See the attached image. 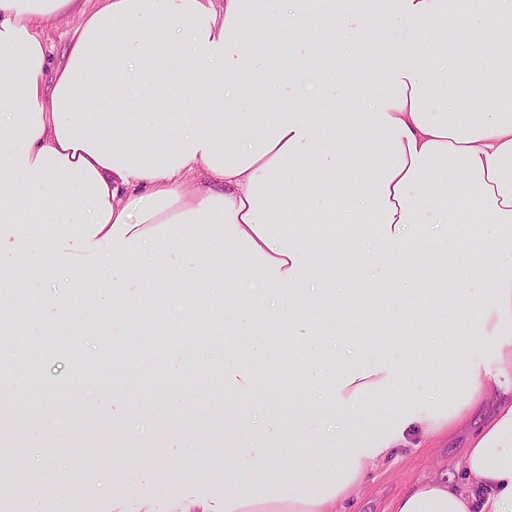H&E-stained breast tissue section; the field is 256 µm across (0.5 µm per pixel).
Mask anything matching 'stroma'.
<instances>
[{"instance_id": "35a3bbf8", "label": "stroma", "mask_w": 512, "mask_h": 512, "mask_svg": "<svg viewBox=\"0 0 512 512\" xmlns=\"http://www.w3.org/2000/svg\"><path fill=\"white\" fill-rule=\"evenodd\" d=\"M42 316L53 323V340L33 370L28 414L13 425L25 434V448L0 439V512H175L187 500L198 512H222L223 465H194L224 438V379L208 366L239 344L238 337L211 334L212 302L164 336H130L94 320L71 334L55 311ZM335 331L339 359L355 343L393 346L407 338L403 325L383 336L346 318ZM92 385L97 398L88 405L83 393ZM315 400L308 378L289 362L278 361L276 377L260 376L250 402L275 438L264 468L237 470L242 484L278 489L303 481L308 468L330 466L335 415ZM292 408L307 416L293 432ZM144 416L153 419L151 429H139ZM469 434L465 427L396 448L343 512H392L409 487L442 474L451 486H468L461 461Z\"/></svg>"}]
</instances>
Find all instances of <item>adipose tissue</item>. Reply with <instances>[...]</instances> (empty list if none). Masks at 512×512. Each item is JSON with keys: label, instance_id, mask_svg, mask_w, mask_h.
Listing matches in <instances>:
<instances>
[{"label": "adipose tissue", "instance_id": "ef3b65f1", "mask_svg": "<svg viewBox=\"0 0 512 512\" xmlns=\"http://www.w3.org/2000/svg\"><path fill=\"white\" fill-rule=\"evenodd\" d=\"M87 2L0 0V284L19 268L24 290L51 281L40 304L81 325L90 313L76 302L97 288L124 326L132 289L160 262L183 284L205 282L228 314L238 283H255L245 354L214 370L235 399L224 454L261 468L271 433L245 398L275 366L253 338L309 350L351 314L356 291L336 289L337 273L385 279L393 320L417 323L420 342L352 352L321 394L339 412L332 467L280 492L225 477L224 512H341L409 435L474 419L462 466L481 499L432 478L393 512H512V0ZM71 16L64 59L48 68L43 24ZM377 17L409 39L389 45ZM312 26L332 53L319 71ZM477 73L489 103L462 110L454 93ZM345 98L361 111L338 109ZM311 224L342 236L313 243ZM422 240L431 267H454L451 300L404 271ZM212 257L224 265L208 278ZM444 303L492 355L459 365L450 399L421 363L441 348L432 321ZM411 380L417 406L377 426Z\"/></svg>", "mask_w": 512, "mask_h": 512}]
</instances>
